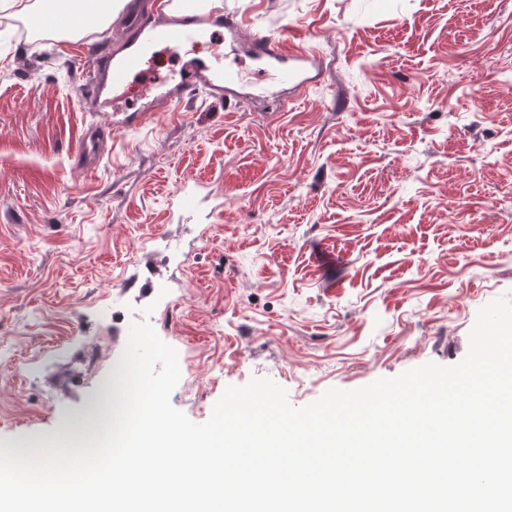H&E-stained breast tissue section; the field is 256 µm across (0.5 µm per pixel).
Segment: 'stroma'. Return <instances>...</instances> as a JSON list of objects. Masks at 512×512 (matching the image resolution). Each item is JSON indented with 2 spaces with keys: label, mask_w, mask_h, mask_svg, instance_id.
<instances>
[{
  "label": "stroma",
  "mask_w": 512,
  "mask_h": 512,
  "mask_svg": "<svg viewBox=\"0 0 512 512\" xmlns=\"http://www.w3.org/2000/svg\"><path fill=\"white\" fill-rule=\"evenodd\" d=\"M221 5L319 48L324 81L266 108L276 84L230 52L238 104L116 129L79 85L121 13L70 41L0 10V446L58 444L136 322L176 349L171 403L200 424L254 378L300 407L454 365L512 291V0Z\"/></svg>",
  "instance_id": "obj_1"
}]
</instances>
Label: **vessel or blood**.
<instances>
[{"label": "vessel or blood", "instance_id": "b4317fda", "mask_svg": "<svg viewBox=\"0 0 512 512\" xmlns=\"http://www.w3.org/2000/svg\"><path fill=\"white\" fill-rule=\"evenodd\" d=\"M209 27L222 30L223 42L212 44L207 57L188 60L170 82L142 84L141 108L113 120V127H134L153 113L175 111L191 95L201 94L227 103L238 100L241 96L238 72L216 65L228 47L258 69L282 72L284 87L278 101L283 106L318 84L327 67L314 47L292 45L271 34H245L244 20L238 15L218 10L205 15H180L172 0H134L120 34L94 51L87 61L80 87L83 103L93 112L116 111L126 98L129 76L141 71L145 63L143 51L147 46L161 42L176 53Z\"/></svg>", "mask_w": 512, "mask_h": 512}]
</instances>
